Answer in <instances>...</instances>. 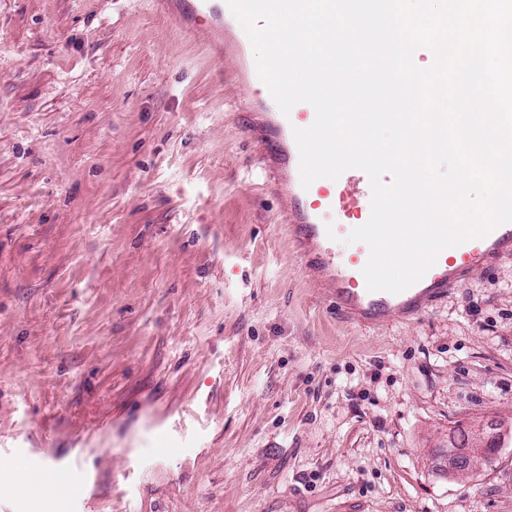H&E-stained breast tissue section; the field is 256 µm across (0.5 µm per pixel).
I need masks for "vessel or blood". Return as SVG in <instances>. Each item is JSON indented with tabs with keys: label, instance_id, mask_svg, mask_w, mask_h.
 <instances>
[{
	"label": "vessel or blood",
	"instance_id": "b4317fda",
	"mask_svg": "<svg viewBox=\"0 0 512 512\" xmlns=\"http://www.w3.org/2000/svg\"><path fill=\"white\" fill-rule=\"evenodd\" d=\"M154 6L168 25L206 41L223 35L226 20L233 17L226 0H178L174 6L169 0H155ZM260 107L266 113L261 154L277 165L282 191L290 201L289 235L305 267L326 282L333 308L349 321L372 327L420 318L459 282L512 255V223H503L484 238L443 249L434 266L408 289L397 294L369 291L362 274L367 245L357 244L348 255L336 250L337 241L347 237L356 221L370 218L372 192L367 174L353 168L343 172L332 187L318 181L303 187L293 130L309 127L314 112L300 103L283 113L267 89Z\"/></svg>",
	"mask_w": 512,
	"mask_h": 512
}]
</instances>
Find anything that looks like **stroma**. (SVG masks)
<instances>
[{"label":"stroma","mask_w":512,"mask_h":512,"mask_svg":"<svg viewBox=\"0 0 512 512\" xmlns=\"http://www.w3.org/2000/svg\"><path fill=\"white\" fill-rule=\"evenodd\" d=\"M256 95L153 0H0V460L86 486L0 473V512H512V257L342 323ZM478 432L500 452L449 472Z\"/></svg>","instance_id":"stroma-1"}]
</instances>
